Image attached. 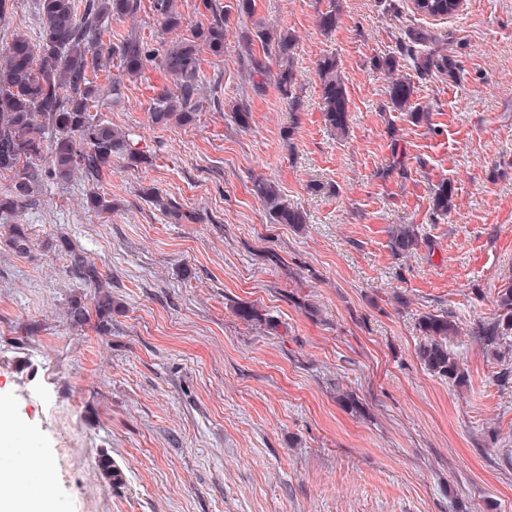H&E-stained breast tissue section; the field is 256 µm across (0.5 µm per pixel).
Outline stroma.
<instances>
[{
	"instance_id": "1",
	"label": "stroma",
	"mask_w": 512,
	"mask_h": 512,
	"mask_svg": "<svg viewBox=\"0 0 512 512\" xmlns=\"http://www.w3.org/2000/svg\"><path fill=\"white\" fill-rule=\"evenodd\" d=\"M163 32L153 0L109 20L105 40L152 47L225 20L224 53L201 55L192 123L152 124L174 80L151 65L99 110L142 163L113 158L99 179L41 182L0 224V404L15 442L53 473L57 512H512V381L472 334L512 282V0H466L445 19L409 0H176ZM337 9L332 33L317 24ZM265 27L295 37L296 106L276 74L252 72ZM34 0H8L0 47L36 37ZM435 38L454 77L421 73L408 49ZM400 69L427 111H394L375 59ZM335 55L350 99L346 136L322 119L318 59ZM250 113L248 127L234 105ZM274 181L310 222L271 223L252 191ZM455 187L432 209L433 188ZM96 192L112 210L88 209ZM31 245L16 253L12 225ZM419 228L414 254L389 230ZM108 274L107 330L71 325L65 247ZM256 310L240 319L241 306ZM451 316L463 383L431 375L416 350L424 313ZM353 394L357 407L341 402ZM109 455L125 482L103 480ZM175 0H154V10L167 31L177 30L184 25L185 17L178 10Z\"/></svg>"
}]
</instances>
